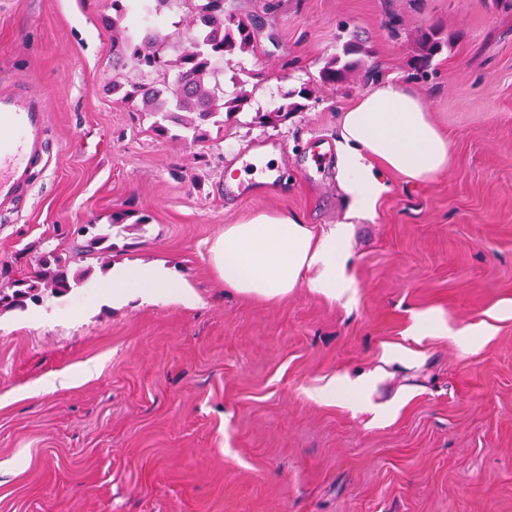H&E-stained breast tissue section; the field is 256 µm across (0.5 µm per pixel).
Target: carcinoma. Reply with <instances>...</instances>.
Wrapping results in <instances>:
<instances>
[{
	"instance_id": "1",
	"label": "carcinoma",
	"mask_w": 512,
	"mask_h": 512,
	"mask_svg": "<svg viewBox=\"0 0 512 512\" xmlns=\"http://www.w3.org/2000/svg\"><path fill=\"white\" fill-rule=\"evenodd\" d=\"M130 18L129 0H112V91L153 117L157 135H168L170 124L175 123L183 129L181 139L206 141L210 126L221 129L224 122L236 118L245 98L224 95L216 79L220 72L216 65L224 63L227 54L254 50L259 28L255 19L224 8V0H198L189 21L188 45L179 49L178 58L170 64L162 54L170 46L171 35L157 27L141 34L129 23ZM444 46L435 29L422 34L417 75H428L432 59ZM356 66L354 61L342 63L334 57L322 68L320 79L327 84L341 83ZM127 68L135 70L136 80H119ZM109 237L108 233L95 235L88 245L74 249L71 261H81L88 255L112 256L109 246L93 250ZM79 277L49 251L38 259L32 275L0 286V310L22 309L28 300L38 303L46 297L66 295L80 283Z\"/></svg>"
}]
</instances>
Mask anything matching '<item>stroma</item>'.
Listing matches in <instances>:
<instances>
[{
  "mask_svg": "<svg viewBox=\"0 0 512 512\" xmlns=\"http://www.w3.org/2000/svg\"><path fill=\"white\" fill-rule=\"evenodd\" d=\"M111 3L0 0V73L47 95L54 154L0 218V270L69 258L93 224L111 229L113 264L172 267L198 302H94L87 283L108 269L92 258L71 293L0 312V512H512V7L226 0L260 26L253 52L224 59L226 96L248 102L192 144L113 94ZM432 26L449 45L419 78ZM352 41L360 67L321 83ZM388 76L425 99L447 168L385 173L374 217L349 228L342 296L225 287L208 264L225 225L346 222L337 164L306 157ZM301 88V109L264 120ZM258 143L280 178L225 192V167ZM428 312L464 342L415 332Z\"/></svg>",
  "mask_w": 512,
  "mask_h": 512,
  "instance_id": "35a3bbf8",
  "label": "stroma"
}]
</instances>
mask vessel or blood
<instances>
[{"mask_svg": "<svg viewBox=\"0 0 512 512\" xmlns=\"http://www.w3.org/2000/svg\"><path fill=\"white\" fill-rule=\"evenodd\" d=\"M48 119L46 96L13 82L0 88V213L18 209L47 166Z\"/></svg>", "mask_w": 512, "mask_h": 512, "instance_id": "vessel-or-blood-1", "label": "vessel or blood"}]
</instances>
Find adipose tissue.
Segmentation results:
<instances>
[{
	"instance_id": "ef3b65f1",
	"label": "adipose tissue",
	"mask_w": 512,
	"mask_h": 512,
	"mask_svg": "<svg viewBox=\"0 0 512 512\" xmlns=\"http://www.w3.org/2000/svg\"><path fill=\"white\" fill-rule=\"evenodd\" d=\"M338 179L351 198L348 219L374 216L388 190L381 170L421 180L448 165L449 144L433 122L425 100L392 79L379 81L344 111L338 141ZM210 265L225 287L259 299L285 297L300 284L335 297L348 288L347 228L318 232L295 215L260 213L225 225L210 243ZM112 304L194 295L161 263L112 267Z\"/></svg>"
}]
</instances>
